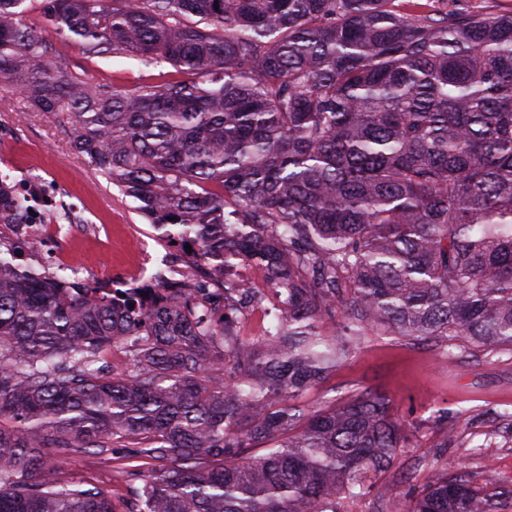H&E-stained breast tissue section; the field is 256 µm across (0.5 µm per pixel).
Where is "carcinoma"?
Returning <instances> with one entry per match:
<instances>
[{"instance_id": "1", "label": "carcinoma", "mask_w": 512, "mask_h": 512, "mask_svg": "<svg viewBox=\"0 0 512 512\" xmlns=\"http://www.w3.org/2000/svg\"><path fill=\"white\" fill-rule=\"evenodd\" d=\"M25 2L0 0V85L209 271L147 308L0 249V512H117L52 472L118 444L153 461L126 512H349L373 492L399 512L368 478L408 442L393 401H297L371 332L512 349V7L46 0L84 54L185 75L126 91L51 63ZM247 298L273 310L252 338ZM406 512H512V484L447 463Z\"/></svg>"}]
</instances>
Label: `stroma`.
<instances>
[{
  "label": "stroma",
  "mask_w": 512,
  "mask_h": 512,
  "mask_svg": "<svg viewBox=\"0 0 512 512\" xmlns=\"http://www.w3.org/2000/svg\"><path fill=\"white\" fill-rule=\"evenodd\" d=\"M27 7L26 20L51 48L53 59L90 83L129 91L176 76L168 65L147 66L121 53L87 58L77 44L47 25L41 0H28ZM4 122L14 130L18 166L42 164L55 188L78 199L95 223L106 226L107 238L81 237L67 246L82 267V277L94 278L104 269L113 280L127 281L134 270L128 248L132 237L146 241L160 256L173 250V243L140 214L137 201L73 151L68 130L50 114L33 109L19 92L0 86V124ZM366 390L390 397L398 416L414 425L398 466L376 478L389 498L408 504L411 486L423 485L429 468L447 462L464 467L478 484L512 481V423L502 418L503 412L512 413L511 350L487 353L471 346L372 333L300 403L314 411ZM147 470L144 460L122 447L105 455L80 449L53 476L84 481L121 504L131 500Z\"/></svg>",
  "instance_id": "1"
}]
</instances>
